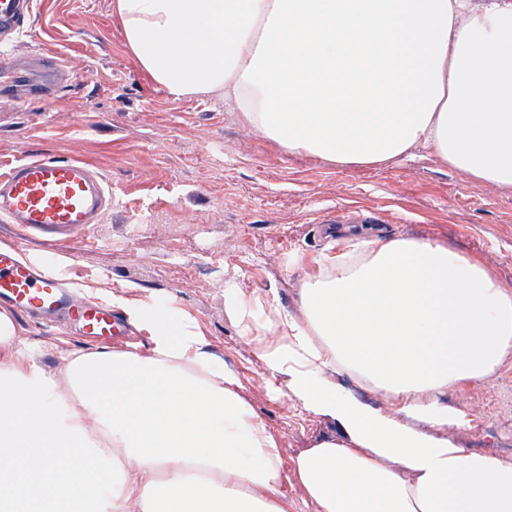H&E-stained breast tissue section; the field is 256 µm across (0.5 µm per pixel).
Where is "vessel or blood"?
Segmentation results:
<instances>
[{
    "label": "vessel or blood",
    "mask_w": 512,
    "mask_h": 512,
    "mask_svg": "<svg viewBox=\"0 0 512 512\" xmlns=\"http://www.w3.org/2000/svg\"><path fill=\"white\" fill-rule=\"evenodd\" d=\"M31 12L32 0H0V38L19 33ZM70 75L68 62L54 59L45 64L42 80L29 92L44 95ZM111 207V187L77 159L36 158L0 171V221L27 236L55 238L98 223ZM0 304L34 319L65 316L90 338L111 337L118 326L111 309L85 302L50 268L22 261L13 248H0Z\"/></svg>",
    "instance_id": "vessel-or-blood-1"
}]
</instances>
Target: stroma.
Returning a JSON list of instances; mask_svg holds the SVG:
<instances>
[{"label":"stroma","instance_id":"1","mask_svg":"<svg viewBox=\"0 0 512 512\" xmlns=\"http://www.w3.org/2000/svg\"><path fill=\"white\" fill-rule=\"evenodd\" d=\"M0 52L18 65L55 52L73 69L46 97L0 93V163L81 159L112 186L111 212L88 230L50 243L0 223V244L50 257L58 275L95 287L101 304L131 285L144 304L189 313L275 435L282 462L340 429L302 411L287 377L271 378L224 307L228 280L298 313L306 270L293 257L326 251L332 225L359 231V216L373 211L372 233L448 243L512 286V189L473 181L422 146L370 167L282 152L223 98H176L154 83L124 45L113 0H33L28 27ZM16 323L20 348L48 372L61 371L63 352L100 348L71 324ZM443 400L471 418L447 431L456 447L502 452L512 439V357Z\"/></svg>","mask_w":512,"mask_h":512}]
</instances>
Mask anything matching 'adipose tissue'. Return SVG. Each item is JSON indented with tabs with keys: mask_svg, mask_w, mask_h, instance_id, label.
<instances>
[{
	"mask_svg": "<svg viewBox=\"0 0 512 512\" xmlns=\"http://www.w3.org/2000/svg\"><path fill=\"white\" fill-rule=\"evenodd\" d=\"M129 54L172 96L220 94L288 153L373 166L416 146L512 188V0H114ZM300 315L235 282L224 305L326 438L283 469L275 436L195 320L112 303L149 353L18 347L0 309V512H512V462L444 438L441 400L512 356V287L429 240L337 238L304 262ZM384 391L373 408L337 385Z\"/></svg>",
	"mask_w": 512,
	"mask_h": 512,
	"instance_id": "adipose-tissue-1",
	"label": "adipose tissue"
}]
</instances>
